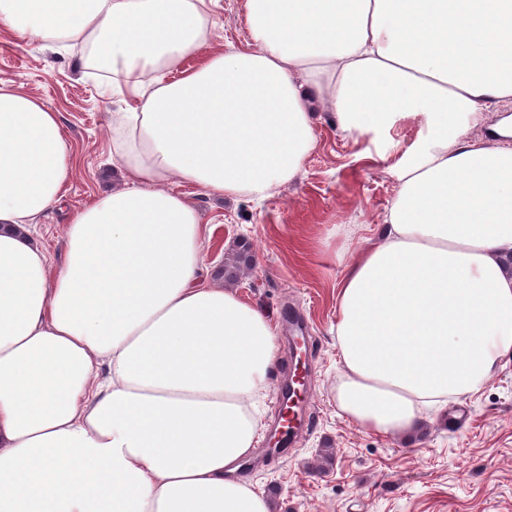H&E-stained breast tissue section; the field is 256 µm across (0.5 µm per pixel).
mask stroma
I'll return each mask as SVG.
<instances>
[{
  "mask_svg": "<svg viewBox=\"0 0 512 512\" xmlns=\"http://www.w3.org/2000/svg\"><path fill=\"white\" fill-rule=\"evenodd\" d=\"M211 11L206 52L244 45V0H214ZM0 81L21 85L58 112L73 148L65 196L34 228L58 267L74 212L123 180L112 160L110 122L113 113L131 111L134 99L89 73L81 52L1 27ZM313 124L316 146L301 171L263 201L220 202L200 186L167 184L200 211L210 270L239 241L251 245V267L234 288L277 324L281 338L263 403L266 429L281 423L274 397L295 368L288 338L300 327L309 339L302 432L277 452L260 439L241 476L267 493L274 512H512V358L479 394L434 413L409 442L364 431L339 415L333 325L341 262L378 241L397 190L390 170L418 145L426 118L401 117L363 136L341 134L332 112L314 113Z\"/></svg>",
  "mask_w": 512,
  "mask_h": 512,
  "instance_id": "stroma-1",
  "label": "stroma"
}]
</instances>
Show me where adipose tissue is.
Listing matches in <instances>:
<instances>
[{
    "label": "adipose tissue",
    "mask_w": 512,
    "mask_h": 512,
    "mask_svg": "<svg viewBox=\"0 0 512 512\" xmlns=\"http://www.w3.org/2000/svg\"><path fill=\"white\" fill-rule=\"evenodd\" d=\"M211 0H0V25L89 48L139 100L112 115L122 187L76 211L52 271L30 226L74 164L57 112L0 83V512H272L236 473L262 431L276 325L203 278L171 178L263 199L313 114L351 135L421 113L378 244L336 298L341 416L379 435L478 393L512 354V0H244V46L202 55Z\"/></svg>",
    "instance_id": "1"
}]
</instances>
